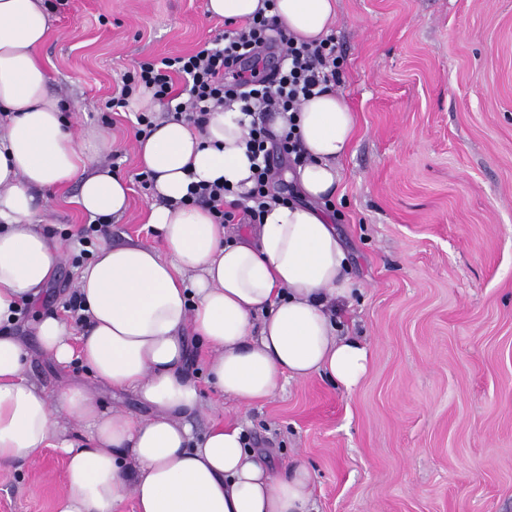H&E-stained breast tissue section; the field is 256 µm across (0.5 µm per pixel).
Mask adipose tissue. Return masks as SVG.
<instances>
[{
	"mask_svg": "<svg viewBox=\"0 0 512 512\" xmlns=\"http://www.w3.org/2000/svg\"><path fill=\"white\" fill-rule=\"evenodd\" d=\"M274 12L289 34L315 42L336 19L334 0H276ZM48 32L44 0H0V467L61 451L67 474L54 512H117L129 495L137 512H309L314 474L305 462L274 472L235 425L195 435L200 396L186 363L191 343L205 344L209 379L244 408L287 377L320 375L348 391L365 377L368 344L339 333L336 310L353 293L352 277L324 208L341 182L353 113L327 91L295 115H270L274 132L300 135L308 160L288 178L303 201L270 204L245 234L185 198L201 181L252 187L248 117L223 109L202 129L169 118L138 138L152 176L147 221L161 247L98 241L77 278L83 332L73 335L55 313L34 330L56 362L82 359L97 382L133 391L152 414L104 407L82 388L54 400L25 379L28 354L5 330L64 254L36 220L38 194L78 184L81 212L108 221L127 212L129 188L102 163L112 148L104 131L74 127L49 94L40 55ZM70 423L87 428L84 445L69 439Z\"/></svg>",
	"mask_w": 512,
	"mask_h": 512,
	"instance_id": "adipose-tissue-1",
	"label": "adipose tissue"
}]
</instances>
